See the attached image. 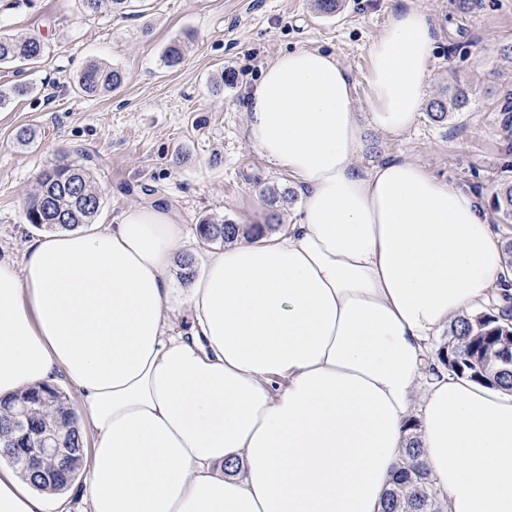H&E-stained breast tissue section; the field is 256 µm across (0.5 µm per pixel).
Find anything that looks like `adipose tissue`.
Returning <instances> with one entry per match:
<instances>
[{
  "label": "adipose tissue",
  "mask_w": 512,
  "mask_h": 512,
  "mask_svg": "<svg viewBox=\"0 0 512 512\" xmlns=\"http://www.w3.org/2000/svg\"><path fill=\"white\" fill-rule=\"evenodd\" d=\"M434 42L426 14L392 12L363 112L335 55L270 62L247 131L299 184V216L225 245L186 287L183 227L154 204L0 258V400L78 389L88 512H381L414 417L444 512H512V389L444 371L429 343L512 305L501 237L477 193L364 159L366 131L415 126ZM54 498L0 466V512Z\"/></svg>",
  "instance_id": "obj_1"
}]
</instances>
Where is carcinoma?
Returning <instances> with one entry per match:
<instances>
[{"instance_id":"obj_1","label":"carcinoma","mask_w":512,"mask_h":512,"mask_svg":"<svg viewBox=\"0 0 512 512\" xmlns=\"http://www.w3.org/2000/svg\"><path fill=\"white\" fill-rule=\"evenodd\" d=\"M130 0H80L90 14L123 12ZM45 44L36 37L0 34V64L25 67L40 60ZM124 82L121 70L90 63L80 73L79 89L89 97L105 96ZM469 92L461 88L448 91V97L435 98L427 105L431 120L442 122L448 114L463 112ZM101 207V196L90 172L81 165L59 163L39 174V189L26 203V220L41 228L74 229L94 223ZM493 207L501 220L512 222V183L496 192ZM199 238L205 243H228L237 238L240 225L230 221L204 219L198 224ZM438 356L450 371L477 382L512 389V313L493 311L464 315L448 329V340ZM47 434L62 439L58 452L44 454L36 468L24 463V455L11 460L12 466L38 487L62 491L78 477L83 466V442L77 417L66 395L55 386L34 387L9 401H0V448H36ZM382 512H439L436 491L429 468L422 458L417 437L409 439L405 456L383 500Z\"/></svg>"}]
</instances>
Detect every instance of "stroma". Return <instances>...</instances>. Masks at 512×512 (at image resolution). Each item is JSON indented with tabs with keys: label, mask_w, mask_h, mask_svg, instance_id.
<instances>
[{
	"label": "stroma",
	"mask_w": 512,
	"mask_h": 512,
	"mask_svg": "<svg viewBox=\"0 0 512 512\" xmlns=\"http://www.w3.org/2000/svg\"><path fill=\"white\" fill-rule=\"evenodd\" d=\"M403 2L436 29L426 99L461 87L470 105L440 123L420 114L397 140L373 135L374 157L403 155L492 200L512 181V59L502 54L512 45V0H483L471 13L458 0H344L333 17L319 15L313 0H134L125 13L98 15L78 0H0V33L46 46L24 73L0 65V89L31 87L0 108V258L21 260L40 236L25 203L39 172L62 161L90 169L102 198L96 223H120L136 205L165 206L184 224L198 263L220 249L198 239L201 220L248 227L295 218L299 201L272 207L263 196L297 183L249 141L250 89L280 53L320 49L349 72L365 111L368 48ZM174 40L184 55L170 68L163 53ZM92 61L120 68L122 86L106 97L82 94L77 76ZM228 70L235 84L214 91ZM22 127L36 132L26 147L15 140Z\"/></svg>",
	"instance_id": "1"
}]
</instances>
